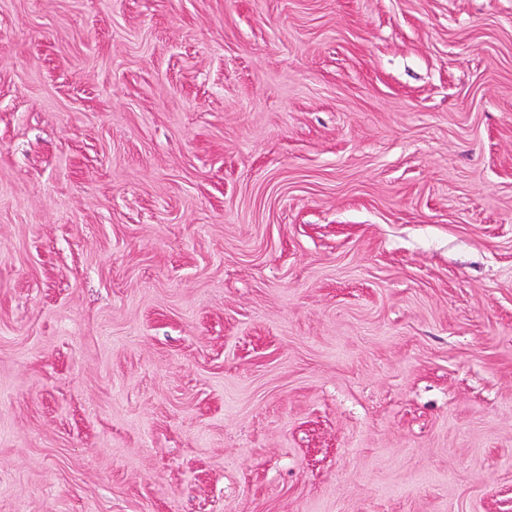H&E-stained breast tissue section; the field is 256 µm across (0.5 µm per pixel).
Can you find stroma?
Instances as JSON below:
<instances>
[{
    "instance_id": "35a3bbf8",
    "label": "stroma",
    "mask_w": 512,
    "mask_h": 512,
    "mask_svg": "<svg viewBox=\"0 0 512 512\" xmlns=\"http://www.w3.org/2000/svg\"><path fill=\"white\" fill-rule=\"evenodd\" d=\"M0 512H512V0H0Z\"/></svg>"
}]
</instances>
